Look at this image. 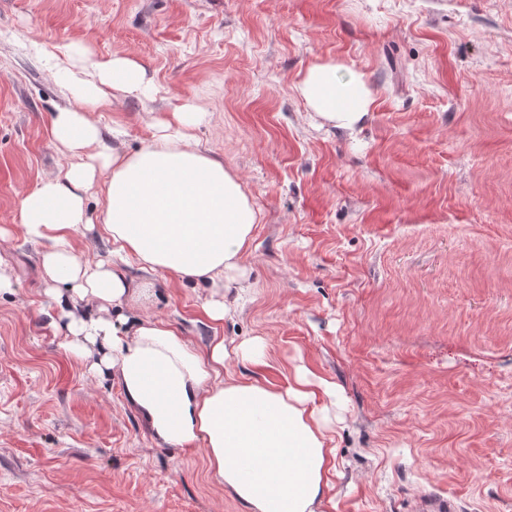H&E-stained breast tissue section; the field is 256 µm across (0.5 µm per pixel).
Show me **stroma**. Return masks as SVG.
Wrapping results in <instances>:
<instances>
[{"label":"stroma","mask_w":512,"mask_h":512,"mask_svg":"<svg viewBox=\"0 0 512 512\" xmlns=\"http://www.w3.org/2000/svg\"><path fill=\"white\" fill-rule=\"evenodd\" d=\"M135 57L155 99L95 112L137 151L155 116L193 103L202 147L259 211L253 284L212 328L204 291L154 275L142 314L198 349L265 337L336 387V512H512V0H0V512H245L203 449L161 443L117 379L58 344L20 198L63 175L50 120L74 101L31 42ZM333 58L373 105L321 125L293 86Z\"/></svg>","instance_id":"1"}]
</instances>
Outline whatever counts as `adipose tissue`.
<instances>
[{
    "label": "adipose tissue",
    "mask_w": 512,
    "mask_h": 512,
    "mask_svg": "<svg viewBox=\"0 0 512 512\" xmlns=\"http://www.w3.org/2000/svg\"><path fill=\"white\" fill-rule=\"evenodd\" d=\"M46 63L74 92L75 107L51 122L54 145L72 163L64 176L41 180L21 198L18 223L24 239L41 247L61 347L78 360L102 348L100 365L112 369L153 434L175 448L203 446L209 473L246 512H334L331 425L317 404L331 395L328 384L300 369L284 388L224 374L232 359L264 365L266 340L232 346L215 336L201 351L166 321L124 312L150 298L149 278L163 271L204 284L201 312L216 327L230 312L225 289L251 286L244 258L260 213L238 175L201 147L196 130L207 113L182 106L127 153L107 142L120 129L103 133L93 114L119 94L152 95L144 67L128 56L80 51L65 62L47 56ZM294 91L323 123L348 131L373 102L362 77L333 59L311 64ZM96 188L105 196L97 216L87 207ZM82 230L105 237L110 250L84 258L74 247ZM131 262L146 280L128 278Z\"/></svg>",
    "instance_id": "obj_1"
}]
</instances>
